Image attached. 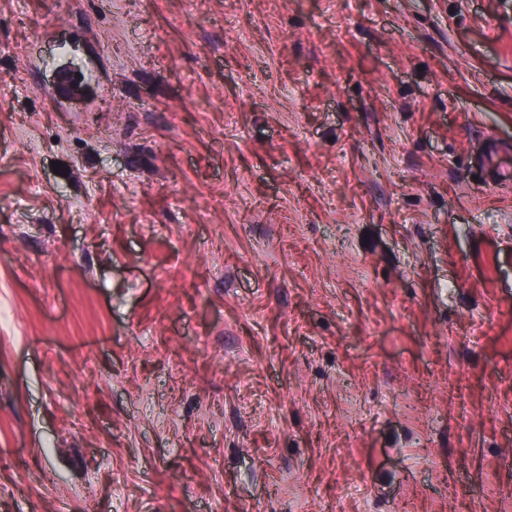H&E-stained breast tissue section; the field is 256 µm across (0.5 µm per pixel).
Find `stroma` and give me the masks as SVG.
Here are the masks:
<instances>
[{
    "label": "stroma",
    "mask_w": 512,
    "mask_h": 512,
    "mask_svg": "<svg viewBox=\"0 0 512 512\" xmlns=\"http://www.w3.org/2000/svg\"><path fill=\"white\" fill-rule=\"evenodd\" d=\"M509 163L512 0H0V512H512ZM82 91V86L77 82L70 69L64 67L59 71L57 80L48 94L57 100H64Z\"/></svg>",
    "instance_id": "stroma-1"
}]
</instances>
